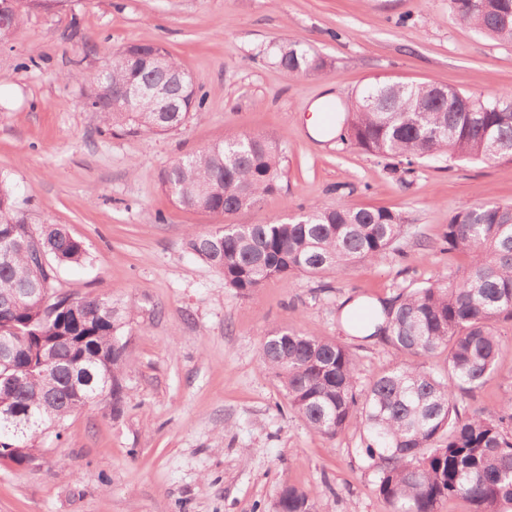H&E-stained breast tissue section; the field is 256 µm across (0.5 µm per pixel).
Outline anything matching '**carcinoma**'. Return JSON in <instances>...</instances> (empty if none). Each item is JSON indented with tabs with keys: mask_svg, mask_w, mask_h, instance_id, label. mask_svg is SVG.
Here are the masks:
<instances>
[{
	"mask_svg": "<svg viewBox=\"0 0 512 512\" xmlns=\"http://www.w3.org/2000/svg\"><path fill=\"white\" fill-rule=\"evenodd\" d=\"M51 0H20L0 14V43L9 41L24 15ZM456 23L512 43V0H451ZM279 67L321 72L300 41L273 51ZM154 61L137 62L119 48L103 76L82 85V96L106 92L151 74ZM432 84L376 83L363 89L351 115L347 141L405 171L427 160L512 161V114L495 106L511 97L461 91L439 97ZM181 111L143 98L135 112L99 109L100 121L124 134L160 135L183 126L203 108L205 96L190 84L180 91ZM508 149L492 153L489 145ZM285 154L276 139L243 135L219 140L188 155L165 173L163 184L184 208L222 216L256 205L280 188ZM403 231L401 217L384 208L312 205L288 221L219 224L188 235V248L224 275V285L247 297L274 277L343 275L374 261ZM448 250L466 252L469 268L455 282L437 279L402 293L377 309L365 304L347 317L350 331L381 336L402 360L358 388L359 365L350 349L312 331L277 328L261 343V365L280 379L288 408L306 426L331 439L360 421L367 467L391 512H437L462 497L473 512H512V397L493 409L460 411L463 398L498 373V323L512 321V204L477 199L451 216L442 238ZM48 264L36 266L37 253ZM86 259L82 243L59 224L34 229L17 210L14 191L0 179V342L18 346L14 370L0 379V400L30 409L36 437L76 409L69 368L107 374L112 416L126 407L125 344L112 300L84 297L77 311L59 292L58 269ZM446 354L442 376L415 359ZM274 512H313L309 494L295 486L280 492Z\"/></svg>",
	"mask_w": 512,
	"mask_h": 512,
	"instance_id": "obj_1",
	"label": "carcinoma"
}]
</instances>
